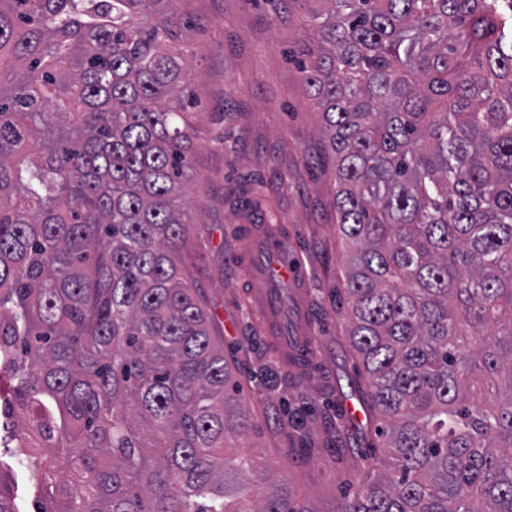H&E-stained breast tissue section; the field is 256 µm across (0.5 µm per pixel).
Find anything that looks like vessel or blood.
<instances>
[{
  "instance_id": "vessel-or-blood-1",
  "label": "vessel or blood",
  "mask_w": 512,
  "mask_h": 512,
  "mask_svg": "<svg viewBox=\"0 0 512 512\" xmlns=\"http://www.w3.org/2000/svg\"><path fill=\"white\" fill-rule=\"evenodd\" d=\"M245 262L251 271L250 299L263 315V326L276 334L284 348L301 359H309L311 337L288 333V319L283 314L270 283L275 279L298 280L299 256L290 250L287 239L265 227H253Z\"/></svg>"
}]
</instances>
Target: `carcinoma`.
I'll return each mask as SVG.
<instances>
[{"instance_id": "carcinoma-1", "label": "carcinoma", "mask_w": 512, "mask_h": 512, "mask_svg": "<svg viewBox=\"0 0 512 512\" xmlns=\"http://www.w3.org/2000/svg\"><path fill=\"white\" fill-rule=\"evenodd\" d=\"M170 0H0L3 460L36 512H319L248 434L181 276L191 55ZM348 336L388 461L334 512H512V0H316ZM13 478L19 486L17 505L20 512H35L36 504L31 497L25 496L21 491L33 482V472L25 469L22 464H17L13 469Z\"/></svg>"}]
</instances>
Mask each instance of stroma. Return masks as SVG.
<instances>
[{"label": "stroma", "mask_w": 512, "mask_h": 512, "mask_svg": "<svg viewBox=\"0 0 512 512\" xmlns=\"http://www.w3.org/2000/svg\"><path fill=\"white\" fill-rule=\"evenodd\" d=\"M171 8L188 21L179 41L193 55L198 100L186 194L196 228L183 250L184 276L223 339L250 411L245 452L318 512H331L374 479L355 451L375 436L341 411L357 403L359 380L337 294L346 263L334 168L299 69V50L312 39L307 12L301 0H173ZM266 209L306 270L302 301L315 343L302 365L283 366L279 342L249 299L243 229Z\"/></svg>", "instance_id": "35a3bbf8"}]
</instances>
